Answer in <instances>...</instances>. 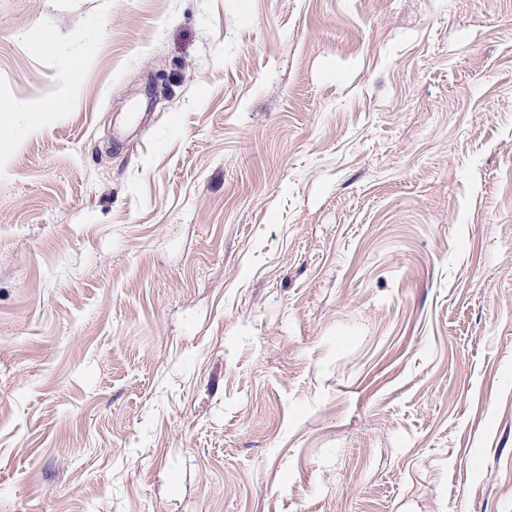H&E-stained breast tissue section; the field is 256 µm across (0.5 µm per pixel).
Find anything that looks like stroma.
Wrapping results in <instances>:
<instances>
[{"mask_svg":"<svg viewBox=\"0 0 512 512\" xmlns=\"http://www.w3.org/2000/svg\"><path fill=\"white\" fill-rule=\"evenodd\" d=\"M0 512H512V0H0Z\"/></svg>","mask_w":512,"mask_h":512,"instance_id":"obj_1","label":"stroma"}]
</instances>
